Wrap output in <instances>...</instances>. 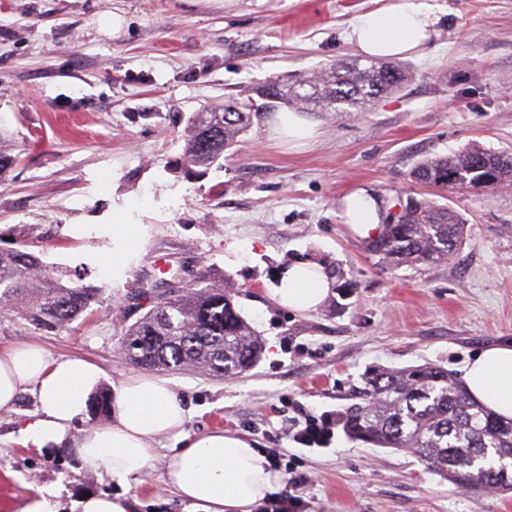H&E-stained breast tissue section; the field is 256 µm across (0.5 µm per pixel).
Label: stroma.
Returning a JSON list of instances; mask_svg holds the SVG:
<instances>
[{"label":"stroma","instance_id":"1","mask_svg":"<svg viewBox=\"0 0 512 512\" xmlns=\"http://www.w3.org/2000/svg\"><path fill=\"white\" fill-rule=\"evenodd\" d=\"M391 0H0V149L18 156L0 182V249L16 247L100 288L91 311L59 333L0 313V350L41 343L55 357L100 365L101 388L135 368L121 331L145 272L176 261L232 291L261 354L216 378L172 372L188 410L184 432L224 430L253 448L284 449L309 477V512H512V491L461 488L413 453L336 428L329 447L277 434L286 403L344 415L375 370L436 365L454 377L482 350L512 344V188L450 190L467 236L432 265L395 267L346 224L359 188L390 216L415 186L422 159L477 142L512 152V0H436L437 22L409 77L366 112H312L308 145L271 137L254 121L203 175L177 168L192 113L252 96L359 57L348 34ZM148 225L136 263L103 278L105 230ZM317 265L330 289L315 310L278 305L271 290L296 263ZM37 401L0 410V512H21L54 487L58 512L107 491L134 512H193L166 482L181 439L167 436L136 482L80 468L71 448L20 442Z\"/></svg>","mask_w":512,"mask_h":512}]
</instances>
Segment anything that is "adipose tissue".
<instances>
[{
  "label": "adipose tissue",
  "instance_id": "ef3b65f1",
  "mask_svg": "<svg viewBox=\"0 0 512 512\" xmlns=\"http://www.w3.org/2000/svg\"><path fill=\"white\" fill-rule=\"evenodd\" d=\"M434 16L431 0H393L364 16L350 39L364 56L403 57L428 41ZM344 214L364 236L381 221L377 200L363 189L346 197ZM111 233L112 276L117 279L138 258L133 241L147 230L139 224H116ZM327 293L325 275L308 263L288 267L272 290L280 305L299 312L315 310ZM103 376L100 366L80 358L51 357L37 343L0 351V409L32 391L39 407L24 430L27 444L38 450L50 444L75 448L84 470L127 484L147 465L155 439L183 426L186 409L171 379L132 374L114 388L110 422L73 435ZM464 380L474 401L512 418V345L479 353L467 364ZM167 480L195 512H251L273 490L278 476L246 439L215 431L187 439L168 462Z\"/></svg>",
  "mask_w": 512,
  "mask_h": 512
}]
</instances>
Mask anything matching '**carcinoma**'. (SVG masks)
Returning <instances> with one entry per match:
<instances>
[{
    "instance_id": "cac0c4a2",
    "label": "carcinoma",
    "mask_w": 512,
    "mask_h": 512,
    "mask_svg": "<svg viewBox=\"0 0 512 512\" xmlns=\"http://www.w3.org/2000/svg\"><path fill=\"white\" fill-rule=\"evenodd\" d=\"M407 74L398 64L332 65L315 77L289 84L270 81L257 89L265 103L247 99L219 112H195L180 170L203 174L238 143L253 119L284 105L301 112H364L381 95L399 89ZM413 182L444 190L457 183L495 189L512 186V154L478 144L448 156L427 158L410 171ZM465 224L446 206L410 196L398 220L385 225L394 265L433 263L450 257ZM97 289L65 281L33 254L0 250V308L39 331H62L90 307ZM122 331V350L131 362L152 370L203 368L229 377L251 368L261 345L234 310L230 290L214 283L178 288L162 295ZM360 400L343 417L350 434L382 448L412 449L421 462L460 487L512 490V419L477 404L460 380L437 366L377 371L355 393ZM93 418L111 415L112 392L91 397Z\"/></svg>"
}]
</instances>
